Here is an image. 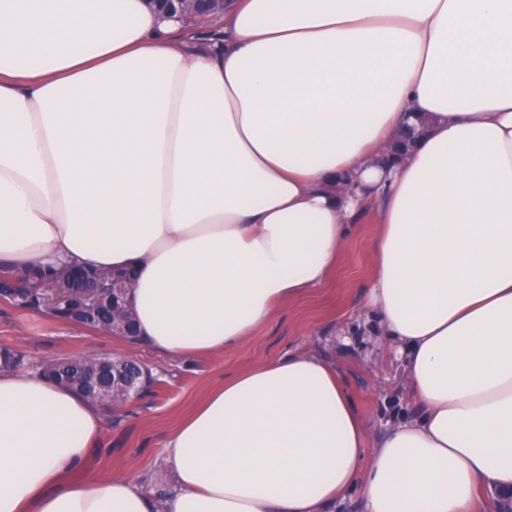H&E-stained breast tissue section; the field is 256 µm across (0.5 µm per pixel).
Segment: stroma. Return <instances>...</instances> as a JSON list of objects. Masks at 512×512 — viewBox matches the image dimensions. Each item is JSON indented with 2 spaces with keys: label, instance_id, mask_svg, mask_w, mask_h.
Here are the masks:
<instances>
[{
  "label": "stroma",
  "instance_id": "35a3bbf8",
  "mask_svg": "<svg viewBox=\"0 0 512 512\" xmlns=\"http://www.w3.org/2000/svg\"><path fill=\"white\" fill-rule=\"evenodd\" d=\"M379 227L370 217L351 225L329 279L300 298L276 306L270 321L224 353L171 360L149 345L75 325L0 300V348L25 352L30 360L77 354L126 357L165 380L159 395L131 399L119 416H106L101 442L75 479L104 481L125 476L172 487L165 462L166 437L224 378L291 353L312 351L340 373L369 438H377L414 403L402 367L381 339L373 317L361 307L372 286Z\"/></svg>",
  "mask_w": 512,
  "mask_h": 512
}]
</instances>
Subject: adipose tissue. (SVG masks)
<instances>
[{
	"mask_svg": "<svg viewBox=\"0 0 512 512\" xmlns=\"http://www.w3.org/2000/svg\"><path fill=\"white\" fill-rule=\"evenodd\" d=\"M0 0V269L135 268L137 336L240 343L324 283L362 213L368 307L419 412L366 453L336 369L226 379L168 436L163 502L69 482L106 412L0 371V512H477L512 490V0Z\"/></svg>",
	"mask_w": 512,
	"mask_h": 512,
	"instance_id": "ef3b65f1",
	"label": "adipose tissue"
}]
</instances>
